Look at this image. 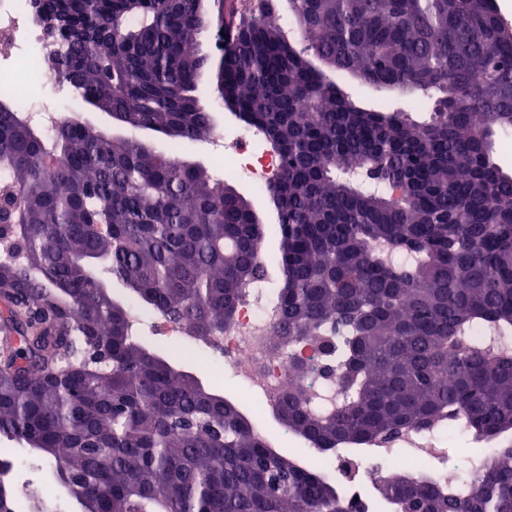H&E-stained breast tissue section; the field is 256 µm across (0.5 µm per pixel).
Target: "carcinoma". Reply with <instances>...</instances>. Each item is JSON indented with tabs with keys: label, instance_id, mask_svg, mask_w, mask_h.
<instances>
[{
	"label": "carcinoma",
	"instance_id": "obj_1",
	"mask_svg": "<svg viewBox=\"0 0 512 512\" xmlns=\"http://www.w3.org/2000/svg\"><path fill=\"white\" fill-rule=\"evenodd\" d=\"M38 66L121 126L202 141L198 92L281 157L276 347L313 339L346 397L288 385L284 430L330 455L451 409L499 447L466 489L380 485L394 512H512V27L492 0H287L313 57L224 0H34ZM213 31L214 50L197 36ZM435 94L429 120L372 111L320 69ZM0 109V439L52 464L74 512H358L317 462L281 454L238 401L137 342L122 284L190 336L220 334L263 222L207 170L76 119L49 135ZM0 459V512H19Z\"/></svg>",
	"mask_w": 512,
	"mask_h": 512
}]
</instances>
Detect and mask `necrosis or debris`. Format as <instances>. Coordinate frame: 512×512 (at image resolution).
I'll return each instance as SVG.
<instances>
[{
	"label": "necrosis or debris",
	"mask_w": 512,
	"mask_h": 512,
	"mask_svg": "<svg viewBox=\"0 0 512 512\" xmlns=\"http://www.w3.org/2000/svg\"><path fill=\"white\" fill-rule=\"evenodd\" d=\"M35 24L33 0H0V49L11 47L21 32L30 31ZM224 157L234 163L239 177L257 192L276 176L281 164L279 153L252 127L242 128L225 142ZM279 316L278 298L264 282L248 283L238 300L234 323L223 334L196 345V364L222 366L224 374L245 394L246 406L268 413L276 410L288 388L290 361L301 358L309 368L301 381L306 396L317 405L335 404L343 395L335 361L327 360L319 347L308 341L276 348L272 331ZM462 430L460 416H447L425 429H400L352 459L341 454L328 458L325 467L337 475L346 462H353L355 474L345 480L344 496L357 500L363 512H380L382 505L375 488L394 472L429 473L443 489L469 480L478 466L477 460L448 456L450 435Z\"/></svg>",
	"instance_id": "necrosis-or-debris-1"
}]
</instances>
